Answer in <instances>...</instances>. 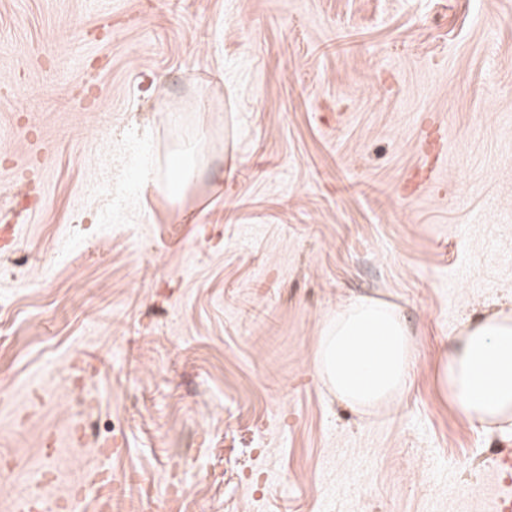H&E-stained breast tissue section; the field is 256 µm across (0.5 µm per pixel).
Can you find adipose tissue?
Wrapping results in <instances>:
<instances>
[{
    "instance_id": "1",
    "label": "adipose tissue",
    "mask_w": 512,
    "mask_h": 512,
    "mask_svg": "<svg viewBox=\"0 0 512 512\" xmlns=\"http://www.w3.org/2000/svg\"><path fill=\"white\" fill-rule=\"evenodd\" d=\"M413 344L390 304L367 297L337 310L323 330L317 369L355 411L394 401L408 388ZM438 382L461 418L491 429L512 426V314L466 321L449 344Z\"/></svg>"
}]
</instances>
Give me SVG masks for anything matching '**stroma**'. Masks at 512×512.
Listing matches in <instances>:
<instances>
[{"label":"stroma","instance_id":"obj_1","mask_svg":"<svg viewBox=\"0 0 512 512\" xmlns=\"http://www.w3.org/2000/svg\"><path fill=\"white\" fill-rule=\"evenodd\" d=\"M0 512H475L437 374L512 307V0H0ZM358 297L407 391L320 379ZM413 344L390 304L356 298L329 320L317 350V369L336 398L354 411L394 401L408 388Z\"/></svg>","mask_w":512,"mask_h":512}]
</instances>
